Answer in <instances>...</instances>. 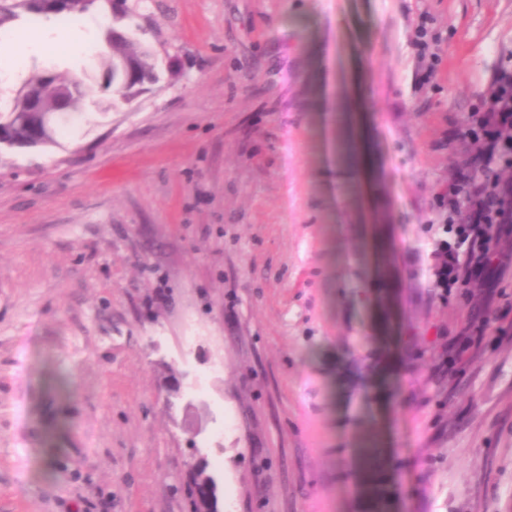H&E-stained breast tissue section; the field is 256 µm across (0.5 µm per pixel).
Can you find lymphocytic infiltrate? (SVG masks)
I'll return each mask as SVG.
<instances>
[{"label": "lymphocytic infiltrate", "mask_w": 512, "mask_h": 512, "mask_svg": "<svg viewBox=\"0 0 512 512\" xmlns=\"http://www.w3.org/2000/svg\"><path fill=\"white\" fill-rule=\"evenodd\" d=\"M478 151L442 195L449 217L461 220L458 247L441 261L443 280L461 283L480 276L499 260L495 249L512 228V182H488L482 174L496 158L512 153V70L495 79L488 107L473 113L465 132Z\"/></svg>", "instance_id": "obj_1"}]
</instances>
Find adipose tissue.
<instances>
[{"label":"adipose tissue","mask_w":512,"mask_h":512,"mask_svg":"<svg viewBox=\"0 0 512 512\" xmlns=\"http://www.w3.org/2000/svg\"><path fill=\"white\" fill-rule=\"evenodd\" d=\"M101 23L100 14L89 12L65 31L56 29L48 18L34 27L15 28L8 43L0 45V86L12 80L19 59L27 56L68 58L102 52L104 45L95 38Z\"/></svg>","instance_id":"1"}]
</instances>
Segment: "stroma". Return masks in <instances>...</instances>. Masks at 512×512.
Instances as JSON below:
<instances>
[{"label":"stroma","instance_id":"obj_1","mask_svg":"<svg viewBox=\"0 0 512 512\" xmlns=\"http://www.w3.org/2000/svg\"><path fill=\"white\" fill-rule=\"evenodd\" d=\"M127 5L160 81L0 153V512H512V269L437 259L512 0ZM354 163L364 173L366 198H367V202H368V212L372 218V216L375 212L373 200H374L375 196L377 195L376 190H375L376 171H375V167H373L367 159L366 143H365V140L363 137H359V139H358V151H357ZM198 483L201 493L197 497L196 511L194 512H215L217 511L218 484L215 477L206 470H197Z\"/></svg>","mask_w":512,"mask_h":512}]
</instances>
